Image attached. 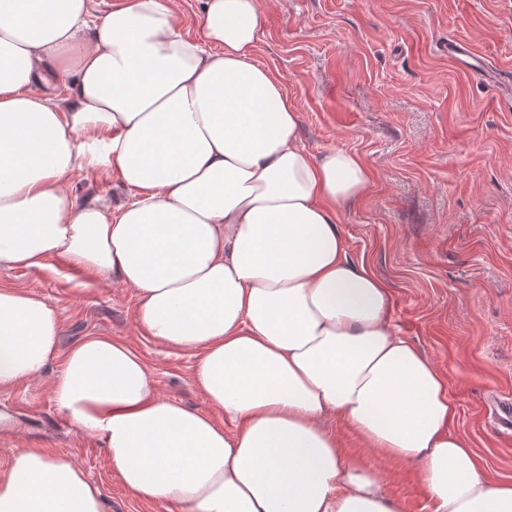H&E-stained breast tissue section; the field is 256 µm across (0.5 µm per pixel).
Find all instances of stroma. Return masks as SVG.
Returning <instances> with one entry per match:
<instances>
[{
    "label": "stroma",
    "instance_id": "stroma-1",
    "mask_svg": "<svg viewBox=\"0 0 512 512\" xmlns=\"http://www.w3.org/2000/svg\"><path fill=\"white\" fill-rule=\"evenodd\" d=\"M262 4L267 22L251 54L282 76L302 145L314 155L352 150L372 175L360 201L340 211L349 258L390 288L391 324L435 364L457 405L453 432L489 479L512 481V437L495 431L488 409L512 403V0ZM452 42L471 64L449 57ZM71 187L113 206L126 196L114 176L87 168ZM0 286L40 295L62 324L60 353L42 376L0 390V472L17 448L68 454L100 486L105 512H177L127 491L51 386L70 346L109 336L141 355L161 396L212 413L193 382L196 353L148 336L132 290L62 260L0 268ZM325 425L400 512H430L419 464L364 450L336 416Z\"/></svg>",
    "mask_w": 512,
    "mask_h": 512
}]
</instances>
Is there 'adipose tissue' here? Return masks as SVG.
I'll return each instance as SVG.
<instances>
[{"instance_id": "ef3b65f1", "label": "adipose tissue", "mask_w": 512, "mask_h": 512, "mask_svg": "<svg viewBox=\"0 0 512 512\" xmlns=\"http://www.w3.org/2000/svg\"><path fill=\"white\" fill-rule=\"evenodd\" d=\"M0 0V267L55 257L136 295L157 342L195 350L211 413L159 397L139 354L91 335L65 354L53 399L137 498L181 512H400L326 429L420 462L431 512H512L450 424L435 365L389 321L387 285L353 263L340 207L371 175L342 147L310 154L281 76L252 57L261 0ZM130 197L80 199L82 166ZM61 319L0 287V388L38 379ZM235 423L227 432L212 419ZM0 512H104L68 455L15 449Z\"/></svg>"}]
</instances>
